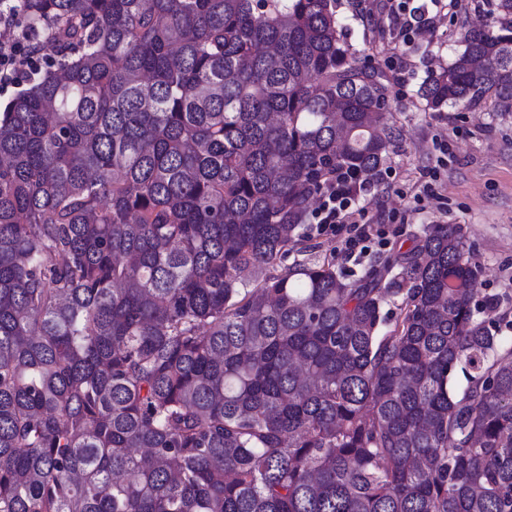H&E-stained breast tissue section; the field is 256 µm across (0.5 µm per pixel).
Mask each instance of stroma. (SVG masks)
I'll return each mask as SVG.
<instances>
[{"mask_svg":"<svg viewBox=\"0 0 512 512\" xmlns=\"http://www.w3.org/2000/svg\"><path fill=\"white\" fill-rule=\"evenodd\" d=\"M497 0H462L458 10L438 4L432 27L399 37L388 0H336V15L356 47L374 42V61L391 81V120L400 138L375 187L360 204L375 232H393V247L432 224L462 225L481 267L480 294L512 298V110L483 104L435 114L418 89L435 64L451 62L458 34L482 20L500 26ZM342 240L320 236L307 218L305 237L284 266L336 253Z\"/></svg>","mask_w":512,"mask_h":512,"instance_id":"stroma-1","label":"stroma"}]
</instances>
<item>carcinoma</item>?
<instances>
[{
	"mask_svg": "<svg viewBox=\"0 0 512 512\" xmlns=\"http://www.w3.org/2000/svg\"><path fill=\"white\" fill-rule=\"evenodd\" d=\"M19 23L48 65L0 112V512H512V319L463 227L278 271L399 137L336 0ZM461 43L427 110L511 104L512 24Z\"/></svg>",
	"mask_w": 512,
	"mask_h": 512,
	"instance_id": "carcinoma-1",
	"label": "carcinoma"
}]
</instances>
